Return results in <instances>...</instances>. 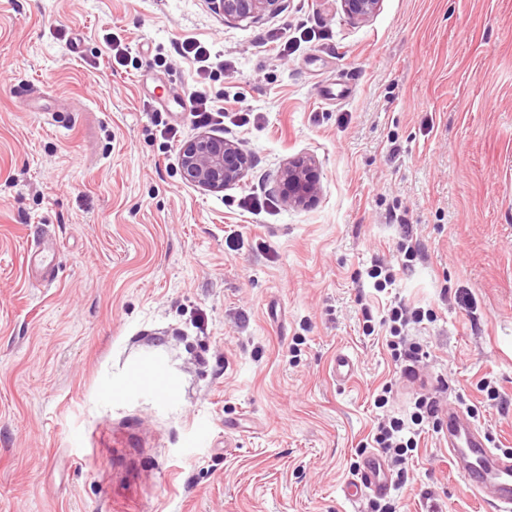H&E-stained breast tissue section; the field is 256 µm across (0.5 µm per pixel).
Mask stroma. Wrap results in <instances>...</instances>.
I'll use <instances>...</instances> for the list:
<instances>
[{
	"label": "stroma",
	"mask_w": 512,
	"mask_h": 512,
	"mask_svg": "<svg viewBox=\"0 0 512 512\" xmlns=\"http://www.w3.org/2000/svg\"><path fill=\"white\" fill-rule=\"evenodd\" d=\"M199 89L249 124L195 126ZM203 133L252 155L240 184L183 181ZM298 156L318 196L291 209ZM40 243L46 281L27 274ZM378 261L394 294L360 277ZM395 296L435 315L406 334L441 404L512 451V0H381L365 22L283 0L240 23L209 0H0V512H370L344 488L373 398L413 402L383 329L363 333ZM148 367L172 394L131 387ZM406 467L400 512H497L445 431Z\"/></svg>",
	"instance_id": "35a3bbf8"
}]
</instances>
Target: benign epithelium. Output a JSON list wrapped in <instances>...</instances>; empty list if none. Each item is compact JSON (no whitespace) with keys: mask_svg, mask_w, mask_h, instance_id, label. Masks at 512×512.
I'll list each match as a JSON object with an SVG mask.
<instances>
[{"mask_svg":"<svg viewBox=\"0 0 512 512\" xmlns=\"http://www.w3.org/2000/svg\"><path fill=\"white\" fill-rule=\"evenodd\" d=\"M282 0H213L232 20L255 19L274 14ZM381 0H340L343 12L352 20L365 22L378 10ZM181 176L193 186L219 191L243 180L252 165L251 157L235 143L222 137L199 135L185 142L179 151ZM283 201L295 208L305 205L316 193L312 163L299 159L288 163L283 172Z\"/></svg>","mask_w":512,"mask_h":512,"instance_id":"7a95c632","label":"benign epithelium"}]
</instances>
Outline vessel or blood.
Segmentation results:
<instances>
[{
    "label": "vessel or blood",
    "mask_w": 512,
    "mask_h": 512,
    "mask_svg": "<svg viewBox=\"0 0 512 512\" xmlns=\"http://www.w3.org/2000/svg\"><path fill=\"white\" fill-rule=\"evenodd\" d=\"M445 426L448 453L460 460L470 487L480 498L498 506L512 504V454L493 452L482 430L458 409H449ZM362 487L375 494L389 491V479L377 458L366 461L364 485H348L347 498H356Z\"/></svg>",
    "instance_id": "obj_1"
}]
</instances>
